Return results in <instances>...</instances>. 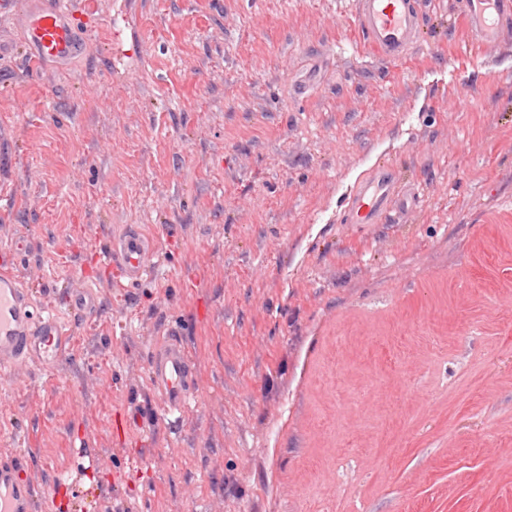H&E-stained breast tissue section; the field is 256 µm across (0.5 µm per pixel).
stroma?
Instances as JSON below:
<instances>
[{
  "instance_id": "obj_1",
  "label": "stroma",
  "mask_w": 512,
  "mask_h": 512,
  "mask_svg": "<svg viewBox=\"0 0 512 512\" xmlns=\"http://www.w3.org/2000/svg\"><path fill=\"white\" fill-rule=\"evenodd\" d=\"M429 2L396 62L352 0H69L65 66L0 24V245L36 305L96 294L0 394L42 512L80 437L99 512H512V43ZM379 162L419 202L351 223ZM132 224L156 253L122 288ZM174 323L197 396L158 419Z\"/></svg>"
}]
</instances>
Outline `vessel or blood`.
<instances>
[{
  "label": "vessel or blood",
  "mask_w": 512,
  "mask_h": 512,
  "mask_svg": "<svg viewBox=\"0 0 512 512\" xmlns=\"http://www.w3.org/2000/svg\"><path fill=\"white\" fill-rule=\"evenodd\" d=\"M464 17L474 39L484 45L499 42L512 28V0H463ZM358 24L368 44L382 57L396 61L417 45L423 18L418 0H356ZM0 14L24 16L28 45L36 60L67 64L81 49L69 21L66 0H0ZM400 195L394 170L374 168L351 199L360 223L374 224ZM155 253L152 237L131 229L112 243L111 263L121 269L125 283L133 284L149 272ZM19 253L0 248V368L19 375L37 360L48 364L66 349L68 336L54 307H33L29 289L11 274ZM149 378L163 395L166 416H180L196 394L194 364L179 330H169L156 347ZM76 501H97L99 491L82 475L63 473ZM38 495L24 474V461L14 457L0 463V512H35Z\"/></svg>",
  "instance_id": "1"
}]
</instances>
